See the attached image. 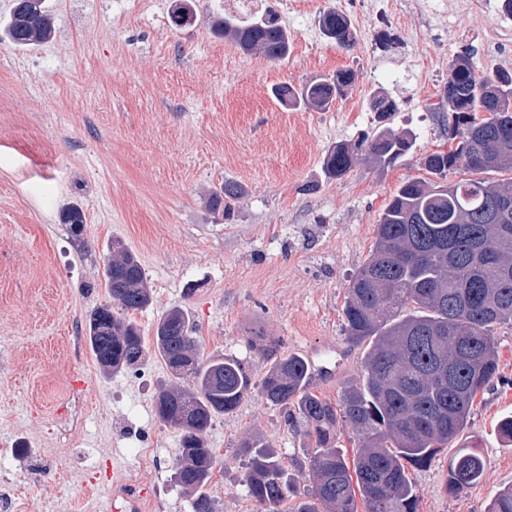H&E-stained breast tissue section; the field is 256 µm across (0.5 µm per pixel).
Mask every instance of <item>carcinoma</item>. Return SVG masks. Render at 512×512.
<instances>
[{"instance_id": "1", "label": "carcinoma", "mask_w": 512, "mask_h": 512, "mask_svg": "<svg viewBox=\"0 0 512 512\" xmlns=\"http://www.w3.org/2000/svg\"><path fill=\"white\" fill-rule=\"evenodd\" d=\"M319 25L337 45L351 44L346 16L329 10ZM212 27L244 54L288 57V31L272 13L246 25L216 15ZM6 34L20 48L51 41L54 17L45 0H14ZM353 81V71L338 70L299 88L279 85L273 95L289 107L327 109ZM444 96L453 113L449 150L428 155L421 166L442 179L460 168L473 177L451 183L409 179L382 213L374 248L349 280L343 308L348 340L364 347L362 374L337 402L308 391V361L300 355L262 348L271 363L259 381L235 356H202L181 307L161 316L147 344L140 328L117 314L150 305L144 269L126 247H113L103 272L111 302L89 314L86 339L106 372L137 369L151 355L169 370L154 410L179 433L173 479L192 494V512H218L207 491L217 466L206 440L209 427L254 391L285 412L287 426L303 427L314 442L304 463L310 486L288 475L263 439L251 436L238 444V455L247 460L248 493L267 512H278L290 497L297 499L295 512H358L360 503L365 512H418L408 467H429L466 429L477 395L499 374L493 328L512 323V185L481 177L512 172V72L480 77L461 53L450 65ZM411 147L408 136L383 129L354 149L334 147L323 169L339 179L360 153L389 165ZM242 196L240 186L226 182L207 205L229 219ZM61 221L80 236L82 208L68 207ZM344 428L359 440L352 459L338 447ZM185 459L189 465L183 467ZM483 472L478 451L461 454L444 489L456 496ZM485 512H512V486L495 494Z\"/></svg>"}]
</instances>
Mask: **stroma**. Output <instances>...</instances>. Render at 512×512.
<instances>
[{
  "instance_id": "1",
  "label": "stroma",
  "mask_w": 512,
  "mask_h": 512,
  "mask_svg": "<svg viewBox=\"0 0 512 512\" xmlns=\"http://www.w3.org/2000/svg\"><path fill=\"white\" fill-rule=\"evenodd\" d=\"M49 0L54 39L23 49L4 29L0 0V494L14 512H114L127 485L158 491L153 512H191L172 470L143 466V449L175 457L179 434L153 400L170 373L157 359L104 373L74 347L89 313L108 302L103 267L114 242L141 262L151 305L129 318L152 338L161 315L189 311L204 355L241 359L254 379L270 363L259 345L313 357L310 392L332 401L359 381L363 350L345 335L346 284L368 258L397 188L426 177L424 157L447 150L442 102L448 66L468 53L477 75L512 71V13L504 0H267L290 38L284 62L246 55L217 34L221 0ZM344 14L349 47L325 39L324 11ZM352 70L329 109H289L273 97ZM397 105L380 116L378 98ZM410 136L396 163L357 160L327 178L326 154L382 129ZM244 195L233 219L208 209L224 182ZM80 205L81 237L62 224ZM499 377L477 396L468 427L431 467L409 469L418 512H485L512 485V442L497 429L512 414V325L496 326ZM79 413L72 423L71 413ZM257 435L289 473L309 447L258 394L214 419L207 442L219 465L209 493L220 512H264L246 490L237 445ZM463 449L481 452L479 483L458 495L443 480Z\"/></svg>"
}]
</instances>
